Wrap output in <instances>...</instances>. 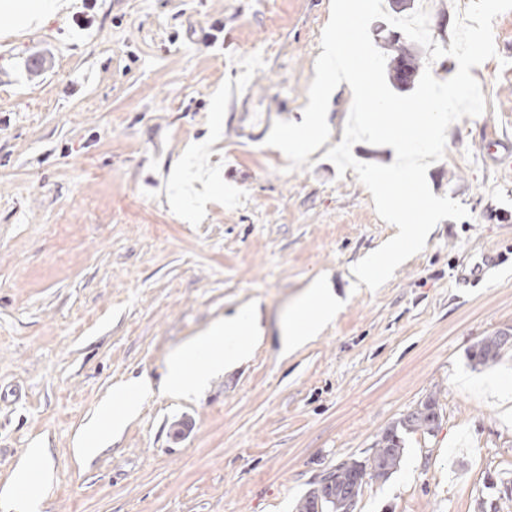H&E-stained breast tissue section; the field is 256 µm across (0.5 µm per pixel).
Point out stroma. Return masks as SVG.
Listing matches in <instances>:
<instances>
[{"mask_svg": "<svg viewBox=\"0 0 512 512\" xmlns=\"http://www.w3.org/2000/svg\"><path fill=\"white\" fill-rule=\"evenodd\" d=\"M62 20L0 12V487L34 449L40 512H294L428 396L354 512H512V11L471 73L484 112L427 171L468 216L436 225L378 287L349 269L394 232L354 170L267 146L257 112L299 122L330 0H73ZM318 279L345 305L297 353L288 310ZM258 304L266 338L200 394H161L94 458L74 442L116 383H160L169 354ZM500 333L501 331L496 332L492 336H486L472 347L469 352V357L475 365H487L496 361L504 348V346L497 341ZM499 339L500 341L508 340V343H511L512 332L506 331L502 336H499Z\"/></svg>", "mask_w": 512, "mask_h": 512, "instance_id": "35a3bbf8", "label": "stroma"}]
</instances>
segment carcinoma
<instances>
[{
  "mask_svg": "<svg viewBox=\"0 0 512 512\" xmlns=\"http://www.w3.org/2000/svg\"><path fill=\"white\" fill-rule=\"evenodd\" d=\"M387 56V76L391 85L400 91L410 89L423 67V61L409 51L401 38L395 36L388 41ZM497 338L495 333L474 345L469 352L471 361L476 365L495 362L503 350ZM440 422L438 401L429 396L376 436L370 458L345 461L328 472L298 501L296 512H354L364 478L387 480L401 462L406 448L405 436L417 432L432 435Z\"/></svg>",
  "mask_w": 512,
  "mask_h": 512,
  "instance_id": "obj_1",
  "label": "carcinoma"
}]
</instances>
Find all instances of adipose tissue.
<instances>
[{
	"label": "adipose tissue",
	"mask_w": 512,
	"mask_h": 512,
	"mask_svg": "<svg viewBox=\"0 0 512 512\" xmlns=\"http://www.w3.org/2000/svg\"><path fill=\"white\" fill-rule=\"evenodd\" d=\"M422 224H401L391 240L378 252L365 257L351 267L350 274L357 283L373 286L403 257L405 250L419 244L426 236ZM342 308L341 298L333 288L323 282H315L292 306L283 323L280 350L289 354L316 338L331 324ZM266 329L255 309H247L215 323L205 334L172 352L166 364L162 389L172 395H183L203 389L209 379L225 368L246 359L257 344L264 341ZM197 362L195 375H187V362ZM151 382L140 379L127 387L126 398L104 406L96 421L75 444V451L89 456L102 448L109 437L121 430L134 415L137 401L150 393Z\"/></svg>",
	"instance_id": "adipose-tissue-1"
}]
</instances>
